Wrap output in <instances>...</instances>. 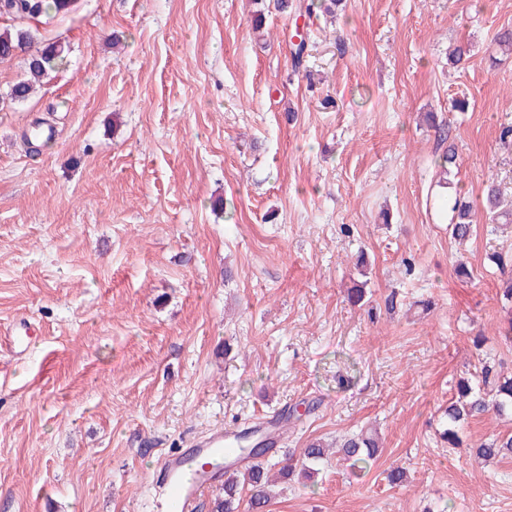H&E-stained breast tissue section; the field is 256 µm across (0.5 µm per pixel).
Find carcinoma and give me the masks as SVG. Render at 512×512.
I'll list each match as a JSON object with an SVG mask.
<instances>
[{
  "mask_svg": "<svg viewBox=\"0 0 512 512\" xmlns=\"http://www.w3.org/2000/svg\"><path fill=\"white\" fill-rule=\"evenodd\" d=\"M71 0H0V17L10 19L37 20L50 13L69 9ZM35 35L30 28H5L0 30V60L12 58L18 51L34 41ZM68 49L61 42H49L31 55L26 74L11 88L10 99L21 103L26 101L34 85L54 71L66 58ZM501 192L495 183L487 187L484 209L491 221L505 218L512 222V212L499 210ZM453 213L452 235L465 240L474 232L478 214L473 206L454 197L451 207ZM495 412L499 415L512 414V377H504L493 367L482 364L480 374L462 376L457 382V400L449 402L445 408L448 429L445 432L448 445H458L459 430L468 420L484 413ZM258 430L245 429L235 433L236 441L241 445V457L250 459L242 475L230 474L224 480V494L215 498L211 512H238L240 489L238 482L247 483L251 512H265L270 498V481L262 458L272 449V443L265 441L264 447L256 448ZM378 445L375 437L362 431L345 437L339 446L342 458L350 463L354 470L359 464L366 463L376 456ZM475 454L485 460L504 458L512 455V435H497L481 443ZM326 457V449L320 442L313 441L304 449L305 463L312 467Z\"/></svg>",
  "mask_w": 512,
  "mask_h": 512,
  "instance_id": "1",
  "label": "carcinoma"
}]
</instances>
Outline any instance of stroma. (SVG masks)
<instances>
[{"instance_id":"stroma-1","label":"stroma","mask_w":512,"mask_h":512,"mask_svg":"<svg viewBox=\"0 0 512 512\" xmlns=\"http://www.w3.org/2000/svg\"><path fill=\"white\" fill-rule=\"evenodd\" d=\"M306 2L75 0L33 24L69 46L33 97H8L26 53L0 62V512H157L170 453L300 403L268 463L364 427L379 449L280 479L270 512H512V458L474 452L512 417L457 448L435 421L480 361L512 374V228L452 239L426 120L451 126L449 191L512 201V0H342L296 71Z\"/></svg>"}]
</instances>
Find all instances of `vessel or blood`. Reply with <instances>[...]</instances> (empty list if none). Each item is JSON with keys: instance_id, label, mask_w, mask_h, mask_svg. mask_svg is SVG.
I'll list each match as a JSON object with an SVG mask.
<instances>
[{"instance_id": "b4317fda", "label": "vessel or blood", "mask_w": 512, "mask_h": 512, "mask_svg": "<svg viewBox=\"0 0 512 512\" xmlns=\"http://www.w3.org/2000/svg\"><path fill=\"white\" fill-rule=\"evenodd\" d=\"M230 431L219 429L168 456L161 467V512H194L198 499L224 475V460L233 456Z\"/></svg>"}]
</instances>
